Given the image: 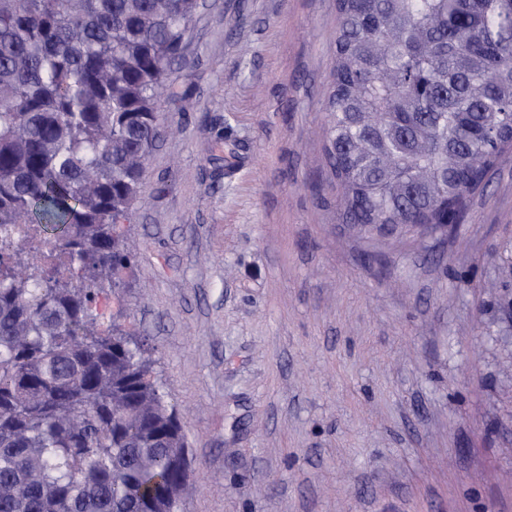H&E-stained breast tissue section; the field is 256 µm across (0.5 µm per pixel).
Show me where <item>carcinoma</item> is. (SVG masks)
<instances>
[{"mask_svg":"<svg viewBox=\"0 0 512 512\" xmlns=\"http://www.w3.org/2000/svg\"><path fill=\"white\" fill-rule=\"evenodd\" d=\"M199 8L0 0V512H179L192 486L150 361L92 303L131 262L114 226L168 132L166 76ZM337 10L326 139L346 223H456L512 141V0Z\"/></svg>","mask_w":512,"mask_h":512,"instance_id":"carcinoma-1","label":"carcinoma"}]
</instances>
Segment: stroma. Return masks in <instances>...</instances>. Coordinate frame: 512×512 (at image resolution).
I'll return each mask as SVG.
<instances>
[{"label": "stroma", "mask_w": 512, "mask_h": 512, "mask_svg": "<svg viewBox=\"0 0 512 512\" xmlns=\"http://www.w3.org/2000/svg\"><path fill=\"white\" fill-rule=\"evenodd\" d=\"M337 0H204L99 297L180 412L181 512H512V149L367 240L324 149Z\"/></svg>", "instance_id": "stroma-1"}]
</instances>
